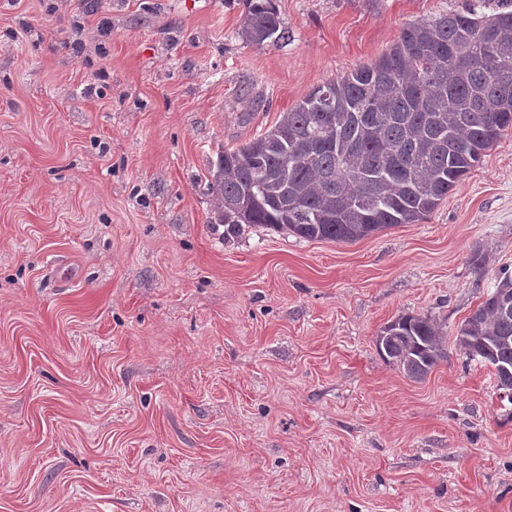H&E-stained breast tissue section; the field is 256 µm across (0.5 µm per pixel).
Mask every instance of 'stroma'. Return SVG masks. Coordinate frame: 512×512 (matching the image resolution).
<instances>
[{
  "instance_id": "1",
  "label": "stroma",
  "mask_w": 512,
  "mask_h": 512,
  "mask_svg": "<svg viewBox=\"0 0 512 512\" xmlns=\"http://www.w3.org/2000/svg\"><path fill=\"white\" fill-rule=\"evenodd\" d=\"M465 0H0V512H512L455 338L512 269V131L418 224L214 223L209 166ZM445 324L422 382L378 354ZM245 19L238 36L246 46L262 48L269 40H280L284 32L273 0H244ZM378 353L414 381L425 379L448 357L443 325L426 315L405 314L386 325L375 339Z\"/></svg>"
}]
</instances>
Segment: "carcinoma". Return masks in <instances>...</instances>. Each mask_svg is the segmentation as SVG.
Here are the masks:
<instances>
[{"label":"carcinoma","mask_w":512,"mask_h":512,"mask_svg":"<svg viewBox=\"0 0 512 512\" xmlns=\"http://www.w3.org/2000/svg\"><path fill=\"white\" fill-rule=\"evenodd\" d=\"M238 36L283 38L273 0H244ZM330 92L324 111L313 96ZM512 129V0H466L406 26L375 61L313 88L267 132L211 162L214 220L224 237L257 225L306 240L355 242L425 220ZM457 343L491 368L512 404V273L464 320ZM378 353L421 381L448 357L443 325L405 314Z\"/></svg>","instance_id":"carcinoma-1"}]
</instances>
